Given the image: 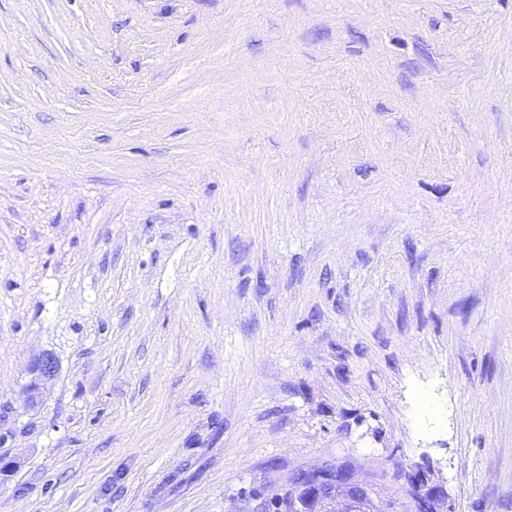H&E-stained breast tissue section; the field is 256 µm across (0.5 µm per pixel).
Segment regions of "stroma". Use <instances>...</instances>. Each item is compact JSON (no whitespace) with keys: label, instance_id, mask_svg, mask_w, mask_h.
I'll return each instance as SVG.
<instances>
[{"label":"stroma","instance_id":"35a3bbf8","mask_svg":"<svg viewBox=\"0 0 512 512\" xmlns=\"http://www.w3.org/2000/svg\"><path fill=\"white\" fill-rule=\"evenodd\" d=\"M334 461L512 512V0H0V512ZM56 370V360L50 353H44L33 360L29 369L31 379L26 386V400L29 405L34 406L38 403L43 382L52 378Z\"/></svg>","mask_w":512,"mask_h":512}]
</instances>
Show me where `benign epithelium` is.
<instances>
[{
  "label": "benign epithelium",
  "instance_id": "benign-epithelium-1",
  "mask_svg": "<svg viewBox=\"0 0 512 512\" xmlns=\"http://www.w3.org/2000/svg\"><path fill=\"white\" fill-rule=\"evenodd\" d=\"M57 370L54 356L44 353L30 365L31 379L26 386V400L35 405L41 397L43 382L52 378ZM410 492L427 512H434L438 488L423 493L421 488L428 483V473L420 468L408 476ZM285 497L284 512H336V499L343 497L341 512H372L368 504L374 501L373 484L357 478L354 471L335 462L317 468L295 471L292 481L280 491Z\"/></svg>",
  "mask_w": 512,
  "mask_h": 512
}]
</instances>
